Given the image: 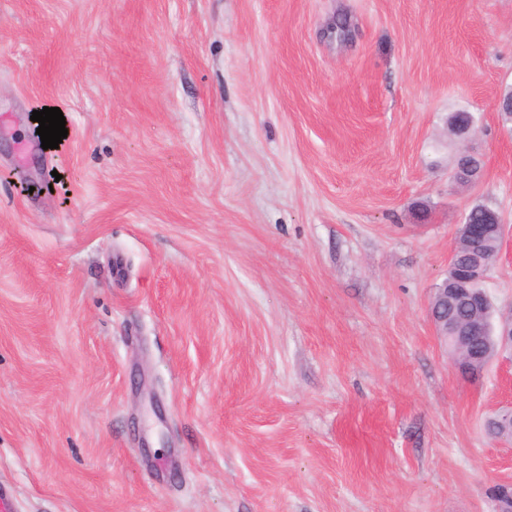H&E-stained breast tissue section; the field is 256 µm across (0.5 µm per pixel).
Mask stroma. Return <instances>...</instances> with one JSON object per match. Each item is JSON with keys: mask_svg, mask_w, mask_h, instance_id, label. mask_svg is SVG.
I'll use <instances>...</instances> for the list:
<instances>
[{"mask_svg": "<svg viewBox=\"0 0 512 512\" xmlns=\"http://www.w3.org/2000/svg\"><path fill=\"white\" fill-rule=\"evenodd\" d=\"M510 85L512 0H0L12 512H491L512 354L464 379L429 308L512 226Z\"/></svg>", "mask_w": 512, "mask_h": 512, "instance_id": "35a3bbf8", "label": "stroma"}]
</instances>
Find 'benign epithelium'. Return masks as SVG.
<instances>
[{
  "label": "benign epithelium",
  "instance_id": "7a95c632",
  "mask_svg": "<svg viewBox=\"0 0 512 512\" xmlns=\"http://www.w3.org/2000/svg\"><path fill=\"white\" fill-rule=\"evenodd\" d=\"M507 225L498 214L485 224H476L471 212L460 220L458 243L454 248L448 277L435 287L430 306V316L438 335L447 338L454 346L452 356L455 367L466 377H475L490 363L493 356L512 350V309L500 314L498 325L489 329L484 315L495 310L484 283L494 262L487 259L485 248L492 242H502ZM465 298L471 303L466 318H448V306ZM486 425L496 438L507 433L512 438V406L494 412ZM493 512H512V483L501 484L492 493Z\"/></svg>",
  "mask_w": 512,
  "mask_h": 512
}]
</instances>
